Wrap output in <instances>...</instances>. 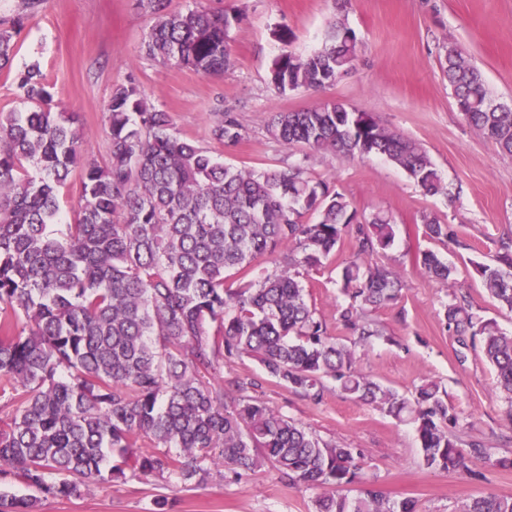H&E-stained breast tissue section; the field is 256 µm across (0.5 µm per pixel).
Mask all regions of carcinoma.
I'll return each instance as SVG.
<instances>
[{
	"label": "carcinoma",
	"instance_id": "obj_1",
	"mask_svg": "<svg viewBox=\"0 0 512 512\" xmlns=\"http://www.w3.org/2000/svg\"><path fill=\"white\" fill-rule=\"evenodd\" d=\"M155 16L144 54L202 75L231 65L227 19L205 10L167 11V0H139ZM25 14L0 22V73L13 78L25 107L0 113V392L19 403L0 427V477L35 491L0 492V512H39L42 499L67 498L79 487L147 476L206 483L213 472L236 475L270 465L282 481L321 490L316 512H417L412 499L391 501L361 477L358 452L325 441L256 395L254 378L224 382V361L248 357L289 391L320 402L328 384L352 399L413 424L425 465L453 471L464 464L448 425L440 387L420 385L401 397L357 368L355 350L331 336L306 299L302 272L316 269L344 236L356 259L342 269L350 302L339 322L355 343L384 336L370 313L395 302L398 271L369 257L395 237L392 217L357 218L349 200L316 178L305 161L319 154L378 155L402 167L425 194L444 190L426 151L404 136L366 122L340 101L275 112L271 139L309 150L283 168H239L217 161L197 141L171 132L169 113L150 103L134 80L117 83L105 106L107 157H85L73 119L55 111L36 64L14 66ZM283 44L270 83L322 90L348 74L356 35L336 20L325 44L307 56ZM443 69L457 110L512 156V107L496 102L465 49L446 43ZM228 112L213 113L212 140L241 137ZM76 168L78 219L54 229L58 193ZM427 234L458 242L449 224L423 217ZM288 262L279 265L282 246ZM497 264L476 265L488 293L512 311V238ZM264 259L274 269L254 276ZM421 266L441 281L456 269L437 253ZM448 329L479 336L512 403V336L469 312L464 295L445 305ZM149 447L142 452L140 447ZM470 454L499 468L478 445ZM361 484L357 494L346 486ZM465 512H512V497L486 494Z\"/></svg>",
	"mask_w": 512,
	"mask_h": 512
}]
</instances>
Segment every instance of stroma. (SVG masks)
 <instances>
[{"label":"stroma","mask_w":512,"mask_h":512,"mask_svg":"<svg viewBox=\"0 0 512 512\" xmlns=\"http://www.w3.org/2000/svg\"><path fill=\"white\" fill-rule=\"evenodd\" d=\"M169 9L202 8L227 16L232 64L219 76L145 57L141 46L153 23L137 0H43L18 41L16 66L39 63L54 104L71 113L83 147L104 160L108 142L105 106L115 83L134 79L150 102L169 112L179 136L211 149L218 161L239 167L280 168L308 159L317 178L344 194L358 214L378 210L395 219L392 246L378 253L404 284L397 302L371 318L385 335L358 352L360 369L398 394L411 396L423 382H436L462 446L478 443L494 456L512 458V412L497 386L481 342L449 331L444 306L465 294L471 310L512 334V312L499 308L475 271L494 264L501 238L512 235V156L471 127L458 112L444 75L442 46L466 47L495 100L512 106V0H169ZM358 40L353 70L317 92L277 93L269 70L282 44L275 27L290 30V48L307 55L322 47L335 19ZM329 100L371 115L380 125L420 144L438 169L444 193L423 194L400 167L376 156L306 157L267 134L275 112L300 111ZM216 112L232 113L243 127L233 144L212 142ZM454 225L460 244L432 240L424 217ZM437 251L457 269L441 283L416 257ZM355 257L351 237L304 278L310 302L331 335L352 337L337 322L349 297L342 268ZM248 375L267 404L326 441L358 449L361 471L389 500L415 499L418 512H463L475 497L512 496V468H495L473 457L445 473L426 468L412 424L351 399L339 390L314 402L267 379L249 358L225 363L224 377ZM316 489L281 482L270 469L235 479L213 475L199 487L154 476L104 482L65 499H44L40 512H154L168 498L174 512H316Z\"/></svg>","instance_id":"35a3bbf8"}]
</instances>
